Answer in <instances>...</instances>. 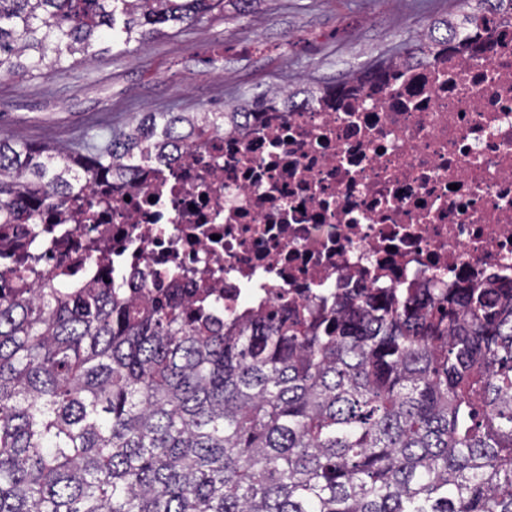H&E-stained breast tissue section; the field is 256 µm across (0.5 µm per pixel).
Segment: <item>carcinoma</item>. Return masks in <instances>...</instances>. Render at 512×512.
I'll list each match as a JSON object with an SVG mask.
<instances>
[{"mask_svg":"<svg viewBox=\"0 0 512 512\" xmlns=\"http://www.w3.org/2000/svg\"><path fill=\"white\" fill-rule=\"evenodd\" d=\"M224 0H0V76L61 72ZM142 112L81 148L0 136V235L266 106ZM0 277V512H512V282L386 288L221 326Z\"/></svg>","mask_w":512,"mask_h":512,"instance_id":"1","label":"carcinoma"}]
</instances>
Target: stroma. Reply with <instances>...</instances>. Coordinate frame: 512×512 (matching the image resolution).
<instances>
[{
    "label": "stroma",
    "instance_id": "obj_1",
    "mask_svg": "<svg viewBox=\"0 0 512 512\" xmlns=\"http://www.w3.org/2000/svg\"><path fill=\"white\" fill-rule=\"evenodd\" d=\"M451 0H224L141 49L59 74L0 77V134L79 146L140 112L220 111L309 74L332 84L455 20Z\"/></svg>",
    "mask_w": 512,
    "mask_h": 512
}]
</instances>
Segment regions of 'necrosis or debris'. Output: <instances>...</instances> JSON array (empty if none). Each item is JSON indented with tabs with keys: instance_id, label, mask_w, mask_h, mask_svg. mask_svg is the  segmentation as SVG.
I'll use <instances>...</instances> for the list:
<instances>
[{
	"instance_id": "4bbe7bcc",
	"label": "necrosis or debris",
	"mask_w": 512,
	"mask_h": 512,
	"mask_svg": "<svg viewBox=\"0 0 512 512\" xmlns=\"http://www.w3.org/2000/svg\"><path fill=\"white\" fill-rule=\"evenodd\" d=\"M65 283L207 301L218 321L372 288L512 278V10L482 55L431 49L354 90L195 138L49 211Z\"/></svg>"
}]
</instances>
